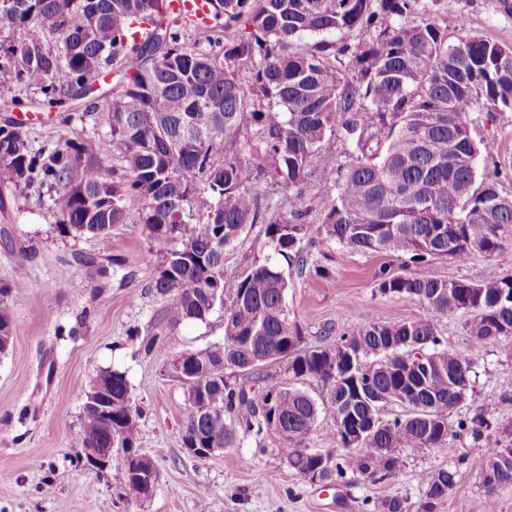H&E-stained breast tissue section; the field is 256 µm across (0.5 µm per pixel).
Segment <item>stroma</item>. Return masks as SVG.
I'll return each mask as SVG.
<instances>
[{"label":"stroma","instance_id":"obj_1","mask_svg":"<svg viewBox=\"0 0 512 512\" xmlns=\"http://www.w3.org/2000/svg\"><path fill=\"white\" fill-rule=\"evenodd\" d=\"M449 35L488 36L512 46V16L497 0H441ZM32 147L65 143L94 134L93 120L61 124L49 110L25 125ZM478 144L477 176L500 168L498 186L512 197V110L481 117L473 130ZM0 287L15 314L13 341L0 355V512H375L389 497L418 507L423 471L456 468L455 485L436 512H485L479 473L467 458L484 453L488 440L447 438L434 448H406L389 477L372 480L346 474L330 488L304 481L282 460L276 438L239 436L237 443L207 459L189 455L182 441L183 400L166 375L170 357L220 341L224 323L183 324L166 331L169 297L151 287L155 270L146 261L149 243L132 214L109 234L63 235L48 195L14 188L0 172ZM268 250L263 225L256 224L224 256V271L238 275ZM331 274H304L288 290V311L304 328L305 343L324 344V326L343 329L371 322L417 320L428 316L416 300L380 294V267L438 279L480 280L488 267L512 276V248L487 255L473 252L466 262L431 258L402 263L378 253L329 249ZM108 275H101V268ZM69 272L76 287L60 283ZM457 313L439 329L450 352L474 363V389L449 423L485 415L494 427L512 428V404L500 400V384L512 377V338L489 343L470 336ZM153 340L150 351L141 344ZM105 368L126 371L130 397L140 412V449L158 470L152 498L123 495L119 463L104 470L91 465L72 440L83 421L84 391Z\"/></svg>","mask_w":512,"mask_h":512}]
</instances>
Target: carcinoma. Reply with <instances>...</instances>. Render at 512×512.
I'll list each match as a JSON object with an SVG mask.
<instances>
[{
    "label": "carcinoma",
    "mask_w": 512,
    "mask_h": 512,
    "mask_svg": "<svg viewBox=\"0 0 512 512\" xmlns=\"http://www.w3.org/2000/svg\"><path fill=\"white\" fill-rule=\"evenodd\" d=\"M172 2L0 0L1 21L32 28L0 50V71L39 94L33 104L70 123L96 77L110 69L118 80L91 104L103 134L33 150L4 120L0 168L16 188L50 190L63 233L104 235L127 222V200H142L154 288L172 297L167 325L223 317L222 340L168 363L184 401L183 447L273 435L289 468L329 484L343 463L305 441L341 400L349 418L335 433L345 449L363 427L352 472L365 478L396 472L403 448L481 439L492 429L485 416L448 422L476 372L443 346L438 325L469 313V335L511 338L512 277L490 268L473 283L382 267L378 291L424 303L429 317L349 327L324 347L303 346L287 297L292 273L329 275L304 241L416 263L512 245V199L489 176L472 190L473 114L478 103L488 115L512 109V47L472 33L448 41L440 0H206L201 17ZM135 22L150 24L148 38L132 37ZM338 141L336 194H320L317 160L335 158ZM253 224L265 225L268 253L225 275L224 252ZM7 293L0 337L14 327ZM280 360L293 378L322 382L323 399L273 381L253 395L235 380ZM83 413L76 447L139 449L125 372L101 371ZM501 442L470 463L487 512L512 489V450L502 457ZM150 470L141 461L125 471L128 500L152 497ZM455 476L424 472L418 512H435Z\"/></svg>",
    "instance_id": "obj_1"
}]
</instances>
